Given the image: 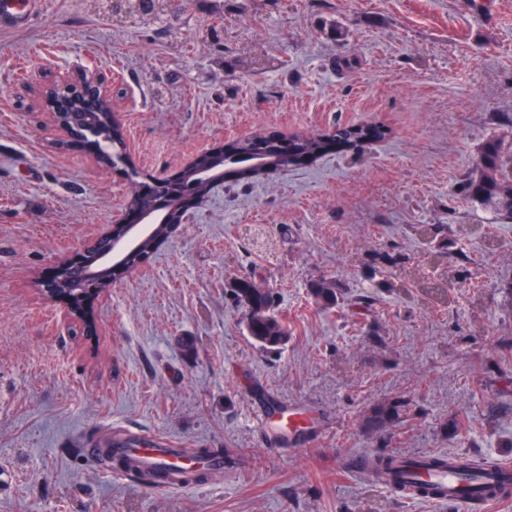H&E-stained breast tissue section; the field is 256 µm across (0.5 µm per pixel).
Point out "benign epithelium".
I'll return each mask as SVG.
<instances>
[{
  "mask_svg": "<svg viewBox=\"0 0 512 512\" xmlns=\"http://www.w3.org/2000/svg\"><path fill=\"white\" fill-rule=\"evenodd\" d=\"M80 100L87 112L101 106L107 108L112 127L120 126L113 113L112 97L102 78L83 70L60 78L45 91V107L51 112L63 143L84 139L83 128L74 121L76 111L72 110L73 104ZM249 140L252 142L249 150L214 147L197 154L171 179V183L181 186L194 204L201 205L215 188L224 184V157L248 159L269 154L271 146H281L288 141V136L271 131L252 135ZM161 185L162 181L148 176L135 183L124 212L74 257L63 256L58 260L53 278L42 283V295L49 300L69 299L64 318L82 316L89 296L107 292L119 282L118 274L133 272L131 260L143 264L149 261V255L143 253V249L154 227L166 226L174 231L183 223L185 206L159 190Z\"/></svg>",
  "mask_w": 512,
  "mask_h": 512,
  "instance_id": "benign-epithelium-1",
  "label": "benign epithelium"
}]
</instances>
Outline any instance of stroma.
Masks as SVG:
<instances>
[{"label":"stroma","mask_w":512,"mask_h":512,"mask_svg":"<svg viewBox=\"0 0 512 512\" xmlns=\"http://www.w3.org/2000/svg\"><path fill=\"white\" fill-rule=\"evenodd\" d=\"M152 24L44 0L0 31V512H468L344 469L352 454L512 463V223L460 192L483 143L512 152V0H164ZM99 71L139 172L259 132L382 123V141L216 189L88 311L40 281L125 207V168L62 148L45 87ZM269 289L281 349L232 294ZM320 280L340 290L316 304ZM407 414L366 434L365 409ZM302 409L268 441L258 405ZM457 433L444 431L449 420ZM221 448L217 481L168 491L90 451Z\"/></svg>","instance_id":"obj_1"}]
</instances>
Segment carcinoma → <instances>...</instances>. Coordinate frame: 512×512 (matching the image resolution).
<instances>
[{
  "label": "carcinoma",
  "mask_w": 512,
  "mask_h": 512,
  "mask_svg": "<svg viewBox=\"0 0 512 512\" xmlns=\"http://www.w3.org/2000/svg\"><path fill=\"white\" fill-rule=\"evenodd\" d=\"M86 131L93 136L112 139V133L101 116L89 113ZM389 130L381 125L361 127L337 126L325 135L312 136L293 144L295 156H307L312 160L326 154L328 148L336 144L341 147L354 148L370 140L386 138ZM461 192L471 201L491 212L502 222L512 220V155L506 157L499 142L489 139L477 162L476 173L462 184ZM233 292L236 298L245 303L250 311L248 321L249 335L264 350H277L288 339V330L276 312L275 300L266 288L257 287L249 279L237 282ZM315 301L325 308L336 306L339 301L338 291L329 281H319L312 288ZM405 415V404L401 401H387L371 406L362 418V427L369 434L382 432L401 421ZM135 474V479L144 484H154L161 477L162 471L157 467H134L126 457L112 458V449H100L98 462L102 465L110 461ZM372 470L388 479L399 491L417 497L435 496L439 490L433 484L416 477L420 469H436L448 466V458L431 455L424 458H402L393 455H377L371 460ZM453 466L470 480L480 475L493 472L496 478L486 485L471 488L477 496L507 497L512 494V472H503L489 462L468 457H458ZM224 467L190 470L182 474L185 484L215 480L222 476Z\"/></svg>",
  "instance_id": "carcinoma-1"
}]
</instances>
